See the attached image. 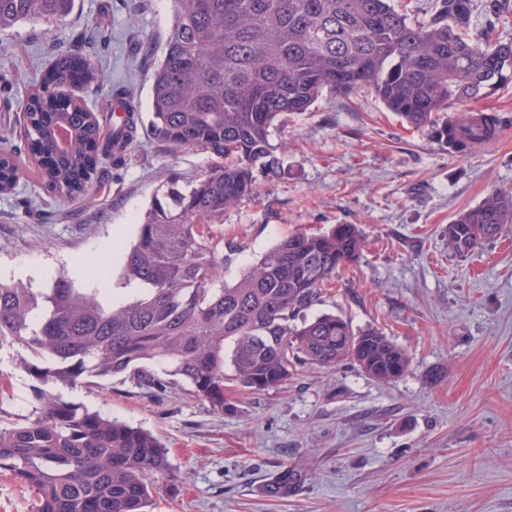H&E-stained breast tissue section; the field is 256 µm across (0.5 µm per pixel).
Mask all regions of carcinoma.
I'll use <instances>...</instances> for the list:
<instances>
[{
    "mask_svg": "<svg viewBox=\"0 0 512 512\" xmlns=\"http://www.w3.org/2000/svg\"><path fill=\"white\" fill-rule=\"evenodd\" d=\"M75 4L0 0V32L56 23ZM472 14L473 0H436L417 23L393 0H176L152 75L150 133L224 163L190 189L155 198L118 267L90 270L95 287L78 288L64 273L46 287L0 282V346H20L21 366L42 385L32 416L0 424V470L35 492L29 512H151L154 478L171 469L156 436L66 400L62 388L118 375L157 393L181 384L222 414L235 410L224 397L228 380L276 391L302 364L345 360L384 384L408 372V353L383 332L356 331L334 314L300 318L360 258L356 225L297 230L231 283V257L209 225L256 193L257 175L277 174L272 137L283 117L308 111L325 92L348 97L369 85L389 111L435 129L459 152L492 141L497 117L470 107L512 74V42L492 21L472 37ZM78 72L104 81L61 52L55 89L37 90L24 106L41 181L69 199L85 194L112 141L134 139V122L105 133L82 100L61 94ZM18 185V168L0 160V194ZM508 224L512 191H492L448 224V249L466 256ZM275 480L286 493L302 472L284 468Z\"/></svg>",
    "mask_w": 512,
    "mask_h": 512,
    "instance_id": "cac0c4a2",
    "label": "carcinoma"
}]
</instances>
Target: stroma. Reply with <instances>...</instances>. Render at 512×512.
<instances>
[{
  "label": "stroma",
  "instance_id": "1",
  "mask_svg": "<svg viewBox=\"0 0 512 512\" xmlns=\"http://www.w3.org/2000/svg\"><path fill=\"white\" fill-rule=\"evenodd\" d=\"M174 0H77L52 25L0 33V152L18 167L17 194L0 196V279L29 281L90 262L105 243L131 241L154 194L188 188L214 164L159 142L140 124L124 161L102 160L87 198L46 197L20 133L22 102L40 88L55 52H79L106 75L77 80L111 121L115 94L132 90L147 115L153 66L171 30ZM499 115L497 138L458 153L432 129L389 112L371 87L323 94L288 114L274 143L275 180L213 225L235 244L231 271L302 229L354 224L365 247L311 315L335 313L376 328L410 358L384 386L351 363L299 370L287 389L231 391L235 412L216 414L182 387L154 396L121 376L64 390L88 410L147 429L171 470L156 480L154 512H512V231L467 256L445 230L497 188L512 189V82L475 102ZM22 351L0 347V419L32 415L38 383ZM304 470L282 498L262 488L284 467Z\"/></svg>",
  "mask_w": 512,
  "mask_h": 512
}]
</instances>
